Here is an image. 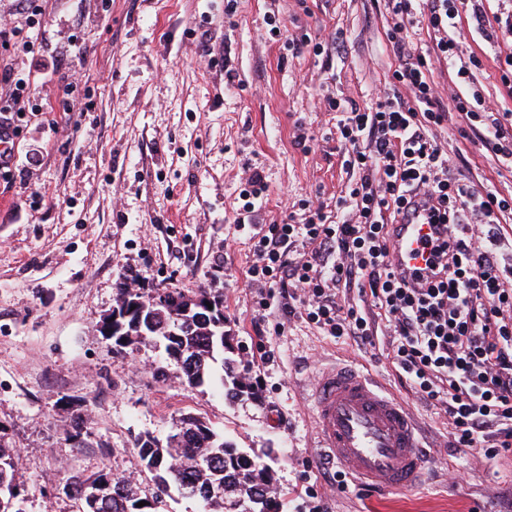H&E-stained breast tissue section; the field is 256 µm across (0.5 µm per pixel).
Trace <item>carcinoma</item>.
<instances>
[{
    "instance_id": "obj_1",
    "label": "carcinoma",
    "mask_w": 512,
    "mask_h": 512,
    "mask_svg": "<svg viewBox=\"0 0 512 512\" xmlns=\"http://www.w3.org/2000/svg\"><path fill=\"white\" fill-rule=\"evenodd\" d=\"M208 303L212 304L210 313L201 314L200 307ZM133 306L144 308L145 316L119 320V335L110 336L117 351H134L147 342L162 340L169 359L180 365L188 383L202 382L219 359L232 380L228 393L233 397L246 393L234 361L224 357L222 291L200 288L189 296L165 288L147 294L122 282L115 306L102 318L100 327ZM135 447L144 468L153 474V496L142 497L139 484L105 469L88 477L74 474L68 487L80 502L79 512H158V504L173 487L199 497L206 512H279L269 466L258 455L237 451L197 417L182 418L164 445L148 435L137 439ZM15 457L16 450L0 434V512H25V488L17 478ZM142 500L147 505L140 507Z\"/></svg>"
}]
</instances>
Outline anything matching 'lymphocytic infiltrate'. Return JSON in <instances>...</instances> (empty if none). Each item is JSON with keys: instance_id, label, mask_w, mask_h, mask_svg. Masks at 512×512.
<instances>
[{"instance_id": "lymphocytic-infiltrate-1", "label": "lymphocytic infiltrate", "mask_w": 512, "mask_h": 512, "mask_svg": "<svg viewBox=\"0 0 512 512\" xmlns=\"http://www.w3.org/2000/svg\"><path fill=\"white\" fill-rule=\"evenodd\" d=\"M459 0H388L395 18L390 40L399 51L395 91L371 109H351L337 125L349 143L347 166L356 179L336 201L342 219L329 223L321 208L304 201L299 224H257L254 202L267 191L261 171L247 169L235 221L250 225L254 260L246 271L255 307L302 295L307 320L335 338L375 346L376 313H383L399 377L423 400L442 405L457 447H481L496 427L498 450H512V289L497 256L501 232L512 222V195L465 177L450 176L448 155L431 137L446 113L435 66L453 67V107L470 143L491 149L512 170V111L488 106L470 88L480 61L457 63ZM475 29L505 46L500 81L512 98V19L473 9ZM424 25L426 53L407 51L404 32ZM436 201L434 233L426 242L428 268L399 272L392 259V226L413 199ZM302 253L290 258L293 244ZM357 289L361 307L337 302L339 288Z\"/></svg>"}]
</instances>
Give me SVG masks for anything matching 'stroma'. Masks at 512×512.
<instances>
[{
	"mask_svg": "<svg viewBox=\"0 0 512 512\" xmlns=\"http://www.w3.org/2000/svg\"><path fill=\"white\" fill-rule=\"evenodd\" d=\"M36 4L31 17L0 0V26L34 44L0 49L29 90L14 163L0 169V430L25 512H78L68 477L103 467L153 490L135 440H166L189 415L241 451H270L283 512H512V453L455 447L444 408L400 383L387 337L367 348L328 336L299 302L256 310L245 286L251 230L234 222L244 170L269 185L256 223H282L305 198L335 215L348 146L327 100L366 109L388 88L398 58L387 0H236L230 24L226 0ZM458 42L483 62L474 89L500 101L497 43L466 29ZM433 134L451 171L512 194V171L461 138L456 113ZM122 281L222 289L226 354L252 364L258 396L228 398L215 377L188 383L151 344L114 351L97 326ZM345 362L405 400L432 442L419 488L383 498L322 478L303 392L319 368Z\"/></svg>",
	"mask_w": 512,
	"mask_h": 512,
	"instance_id": "35a3bbf8",
	"label": "stroma"
}]
</instances>
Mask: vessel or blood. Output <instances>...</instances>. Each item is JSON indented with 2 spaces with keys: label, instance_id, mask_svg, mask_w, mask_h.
Here are the masks:
<instances>
[{
  "label": "vessel or blood",
  "instance_id": "obj_1",
  "mask_svg": "<svg viewBox=\"0 0 512 512\" xmlns=\"http://www.w3.org/2000/svg\"><path fill=\"white\" fill-rule=\"evenodd\" d=\"M429 207L417 203L394 228L400 270L421 266L417 252L428 233ZM307 399L321 458L339 464L359 482L380 490L416 488L426 470L420 430L407 406L349 366L320 369Z\"/></svg>",
  "mask_w": 512,
  "mask_h": 512
}]
</instances>
